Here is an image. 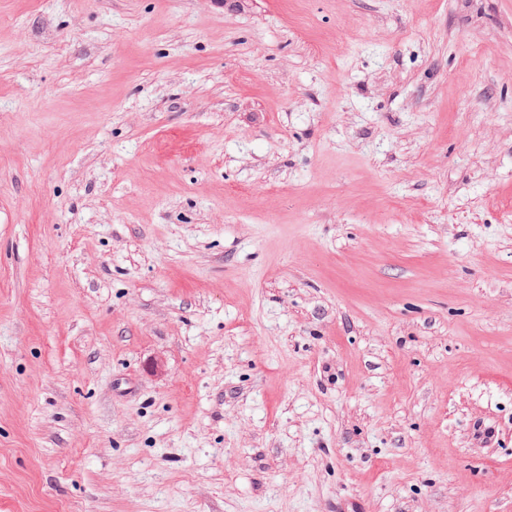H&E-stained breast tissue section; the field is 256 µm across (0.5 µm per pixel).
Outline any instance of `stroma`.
<instances>
[{"label": "stroma", "mask_w": 512, "mask_h": 512, "mask_svg": "<svg viewBox=\"0 0 512 512\" xmlns=\"http://www.w3.org/2000/svg\"><path fill=\"white\" fill-rule=\"evenodd\" d=\"M0 512H512V0H0Z\"/></svg>", "instance_id": "obj_1"}]
</instances>
